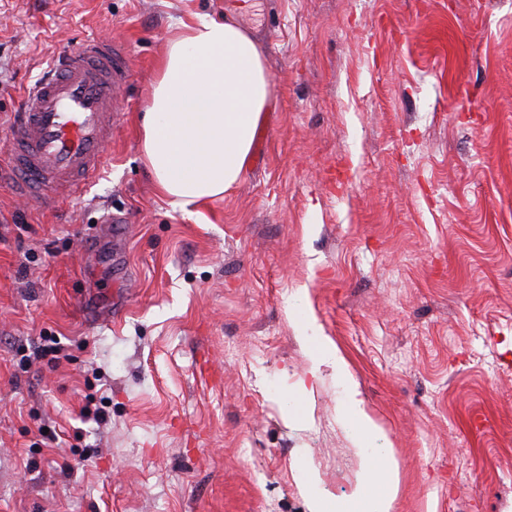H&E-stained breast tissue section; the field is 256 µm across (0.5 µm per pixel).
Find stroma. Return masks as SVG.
Wrapping results in <instances>:
<instances>
[{"instance_id": "35a3bbf8", "label": "stroma", "mask_w": 512, "mask_h": 512, "mask_svg": "<svg viewBox=\"0 0 512 512\" xmlns=\"http://www.w3.org/2000/svg\"><path fill=\"white\" fill-rule=\"evenodd\" d=\"M235 11L271 109L245 178L184 213L139 130L167 39ZM102 37L132 78L55 208L0 181V512H512V0H0V124ZM126 217L122 239L109 220ZM57 358H32L42 337ZM98 407L104 420L81 414ZM356 396L357 391L354 387L348 401V411L352 419L360 424L362 435L364 437H369L374 433L377 427L373 420L364 411L362 401ZM366 484L348 500L310 502V512H390L395 499L394 469L387 460L371 458L367 464Z\"/></svg>"}]
</instances>
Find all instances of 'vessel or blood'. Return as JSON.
Wrapping results in <instances>:
<instances>
[{
    "label": "vessel or blood",
    "instance_id": "1",
    "mask_svg": "<svg viewBox=\"0 0 512 512\" xmlns=\"http://www.w3.org/2000/svg\"><path fill=\"white\" fill-rule=\"evenodd\" d=\"M130 80L120 46L89 40L66 52L49 77L24 93L22 110L9 126L19 195L50 208L99 171L119 89Z\"/></svg>",
    "mask_w": 512,
    "mask_h": 512
}]
</instances>
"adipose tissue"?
I'll return each instance as SVG.
<instances>
[{
  "mask_svg": "<svg viewBox=\"0 0 512 512\" xmlns=\"http://www.w3.org/2000/svg\"><path fill=\"white\" fill-rule=\"evenodd\" d=\"M258 41L232 13L182 23L158 62L141 126L143 160L158 192L180 208L223 195L245 174L254 133L270 107ZM394 469L367 462L347 500H314L310 512H390Z\"/></svg>",
  "mask_w": 512,
  "mask_h": 512,
  "instance_id": "adipose-tissue-1",
  "label": "adipose tissue"
}]
</instances>
